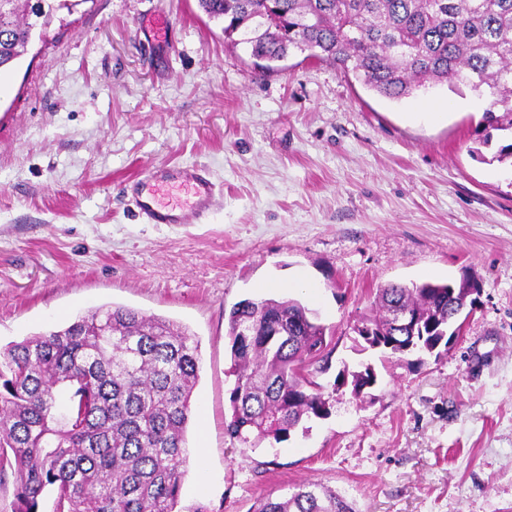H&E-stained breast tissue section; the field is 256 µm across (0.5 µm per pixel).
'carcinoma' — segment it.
<instances>
[{
  "mask_svg": "<svg viewBox=\"0 0 512 512\" xmlns=\"http://www.w3.org/2000/svg\"><path fill=\"white\" fill-rule=\"evenodd\" d=\"M63 0H4L0 71L13 65ZM224 37L255 58L316 50L345 76L391 98L428 84L486 86L483 118L512 132V0H199ZM503 113L502 117L495 113ZM480 285L390 284L376 289L380 314L359 325L394 337L383 357L411 344L440 357ZM416 323L395 328L391 313ZM247 321L252 333L242 336ZM229 373L235 377L224 431L231 441L279 443L307 417L330 412L309 367L331 351L326 327L300 300H243L228 318ZM199 342L185 327L121 305H103L68 326L0 349V474L15 476L14 512H39L47 489L56 512H182L191 453L186 430L199 380ZM359 399L373 365L344 367ZM253 512H356L319 483L284 498L267 495Z\"/></svg>",
  "mask_w": 512,
  "mask_h": 512,
  "instance_id": "1",
  "label": "carcinoma"
}]
</instances>
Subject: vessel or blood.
<instances>
[{
	"label": "vessel or blood",
	"instance_id": "b4317fda",
	"mask_svg": "<svg viewBox=\"0 0 512 512\" xmlns=\"http://www.w3.org/2000/svg\"><path fill=\"white\" fill-rule=\"evenodd\" d=\"M216 196L208 171L195 166L162 169L132 183L137 213L148 224L203 223Z\"/></svg>",
	"mask_w": 512,
	"mask_h": 512
}]
</instances>
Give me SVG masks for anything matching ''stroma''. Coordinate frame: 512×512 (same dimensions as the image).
Instances as JSON below:
<instances>
[{
  "instance_id": "35a3bbf8",
  "label": "stroma",
  "mask_w": 512,
  "mask_h": 512,
  "mask_svg": "<svg viewBox=\"0 0 512 512\" xmlns=\"http://www.w3.org/2000/svg\"><path fill=\"white\" fill-rule=\"evenodd\" d=\"M159 13L170 40L151 36ZM491 99H389L298 50L261 68L198 0H68L0 73V348L112 303L189 328L182 512H253L308 481L357 512H512V134L482 142ZM166 165L214 177L204 223L138 216L131 180ZM466 275L479 303L439 359L353 351L377 288ZM288 297L330 331L313 379L331 412L231 442L229 311ZM362 360L372 397L335 394Z\"/></svg>"
}]
</instances>
